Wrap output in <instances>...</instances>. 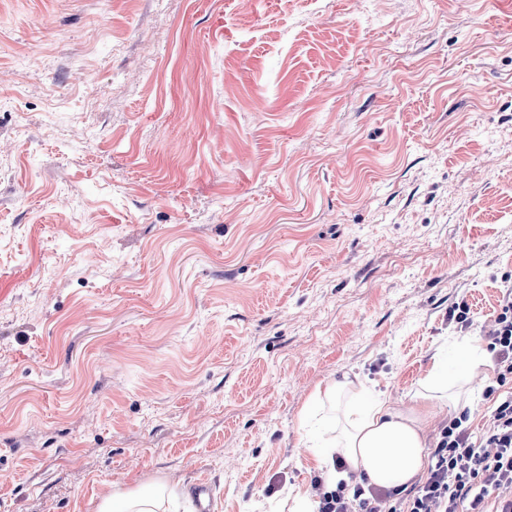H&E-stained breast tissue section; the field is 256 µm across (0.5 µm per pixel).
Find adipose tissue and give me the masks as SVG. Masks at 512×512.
Here are the masks:
<instances>
[{
	"label": "adipose tissue",
	"instance_id": "ef3b65f1",
	"mask_svg": "<svg viewBox=\"0 0 512 512\" xmlns=\"http://www.w3.org/2000/svg\"><path fill=\"white\" fill-rule=\"evenodd\" d=\"M487 352L479 337L459 345L454 358L436 352L413 396V407L392 406L387 397L372 393L362 381L350 378L326 383L301 411L302 441L317 470L339 479L337 459L364 474L381 489H409L421 476L428 441L426 428L436 406L469 404V386L485 366ZM178 497L164 486L118 493L105 499L98 512H180Z\"/></svg>",
	"mask_w": 512,
	"mask_h": 512
}]
</instances>
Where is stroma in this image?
I'll use <instances>...</instances> for the list:
<instances>
[{
  "mask_svg": "<svg viewBox=\"0 0 512 512\" xmlns=\"http://www.w3.org/2000/svg\"><path fill=\"white\" fill-rule=\"evenodd\" d=\"M510 286L512 0H0V512H280ZM182 504L162 485L130 493L113 494L98 507V512H179Z\"/></svg>",
  "mask_w": 512,
  "mask_h": 512,
  "instance_id": "stroma-1",
  "label": "stroma"
}]
</instances>
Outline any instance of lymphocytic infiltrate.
<instances>
[{"label": "lymphocytic infiltrate", "instance_id": "1", "mask_svg": "<svg viewBox=\"0 0 512 512\" xmlns=\"http://www.w3.org/2000/svg\"><path fill=\"white\" fill-rule=\"evenodd\" d=\"M497 386L512 377V289L506 290L487 333ZM425 482L397 497L395 491L338 483L318 490V512H512V392L500 397L486 433L472 438L463 418L444 426Z\"/></svg>", "mask_w": 512, "mask_h": 512}]
</instances>
